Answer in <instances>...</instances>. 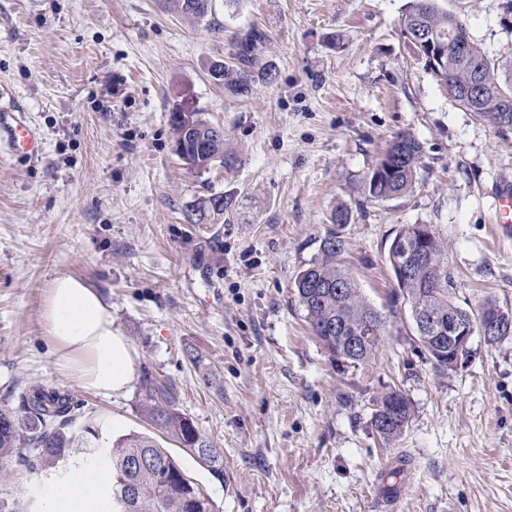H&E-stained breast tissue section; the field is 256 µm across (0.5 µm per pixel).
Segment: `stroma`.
I'll use <instances>...</instances> for the list:
<instances>
[{
    "label": "stroma",
    "mask_w": 512,
    "mask_h": 512,
    "mask_svg": "<svg viewBox=\"0 0 512 512\" xmlns=\"http://www.w3.org/2000/svg\"><path fill=\"white\" fill-rule=\"evenodd\" d=\"M409 0H214L196 22L171 0H0V105L41 135L35 159L0 142V394L38 382L70 394L113 441L149 426L136 390L104 395L56 369L42 323L52 279H82L112 310L137 373L174 383L178 406L224 453L215 479L170 452L218 512H512V338H474L437 372L387 250L404 224L448 243L456 301L512 310V238L493 190L512 184V129L458 108L401 35ZM503 0H438L489 57L512 62ZM266 31L271 82L225 92L209 75L235 31ZM175 112L223 124L232 167L190 170ZM423 149L412 190L369 200L367 173L397 133ZM220 224L186 214L209 192ZM344 208L349 223L332 225ZM335 229L375 307L395 312L364 370L331 361L292 281ZM214 377L205 385L203 373ZM396 384L413 416L385 443L370 402ZM64 481L16 469L17 512Z\"/></svg>",
    "instance_id": "obj_1"
}]
</instances>
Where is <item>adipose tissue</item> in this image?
Listing matches in <instances>:
<instances>
[{
  "label": "adipose tissue",
  "instance_id": "1",
  "mask_svg": "<svg viewBox=\"0 0 512 512\" xmlns=\"http://www.w3.org/2000/svg\"><path fill=\"white\" fill-rule=\"evenodd\" d=\"M42 319L56 355L69 379L107 395L125 392L135 378V351L113 326L112 313L97 291L73 276L54 278ZM106 475L77 470L68 484L50 493L42 512H96Z\"/></svg>",
  "mask_w": 512,
  "mask_h": 512
}]
</instances>
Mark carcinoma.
<instances>
[{"label":"carcinoma","mask_w":512,"mask_h":512,"mask_svg":"<svg viewBox=\"0 0 512 512\" xmlns=\"http://www.w3.org/2000/svg\"><path fill=\"white\" fill-rule=\"evenodd\" d=\"M213 0H174L180 13L196 21L212 15ZM403 26L428 31L439 42L448 43V30L457 29L464 39L465 52L450 54L442 72L430 71L438 82L453 79L460 86L478 81L484 90V104L503 94L512 96V70L487 65V54L472 39L459 16L442 10L436 0H409ZM265 34L256 29L237 32L233 37L235 63L224 67L218 84L232 95H246L256 80H271V70L255 55ZM175 147L181 161L198 170L215 165H230L234 157L224 153V126L199 116L191 119L173 113ZM421 145L406 133L396 135L379 164L395 157L391 173L375 175L370 171L364 190L371 200L401 196L416 182ZM231 198L212 192L190 209L192 224H218ZM447 245L433 234L428 241V257L419 263L411 281L396 284V297L403 298L423 314L435 318L450 313L468 314L470 310L454 301V281L445 258ZM344 242L336 232L328 231L320 239L319 255L302 267L293 279L295 300L302 308L313 333L332 360L359 370L369 366L383 337L388 334V318L363 294L352 274L343 265ZM377 318L378 333L360 343L359 351L350 342L372 318ZM342 322L338 332L330 325ZM421 347L440 372L448 371V352L437 339L417 334ZM19 401V408L11 406ZM371 422L377 434L392 440L399 437L413 413L412 403L403 393L384 390L371 400ZM139 411L154 428L174 441L185 453L200 461L216 478H224V454L204 436L195 421L177 405L175 386L145 373L138 392ZM97 420L81 412L68 394H60L40 384L13 388L0 402V486H7L17 467L29 471L51 470L64 466L73 454L85 450L106 457L102 468L108 473L104 496L107 512H215L213 500L175 461L169 449L154 437L132 431L106 445L95 439Z\"/></svg>","instance_id":"carcinoma-1"}]
</instances>
